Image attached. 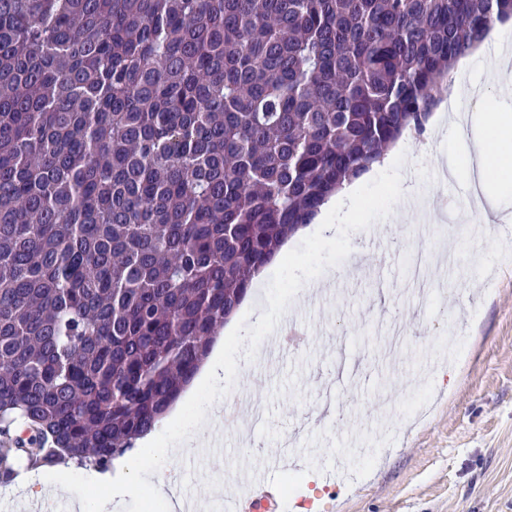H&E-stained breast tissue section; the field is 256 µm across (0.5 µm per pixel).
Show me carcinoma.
Listing matches in <instances>:
<instances>
[{
    "label": "carcinoma",
    "instance_id": "carcinoma-1",
    "mask_svg": "<svg viewBox=\"0 0 512 512\" xmlns=\"http://www.w3.org/2000/svg\"><path fill=\"white\" fill-rule=\"evenodd\" d=\"M512 0H0V486L155 431L251 280Z\"/></svg>",
    "mask_w": 512,
    "mask_h": 512
}]
</instances>
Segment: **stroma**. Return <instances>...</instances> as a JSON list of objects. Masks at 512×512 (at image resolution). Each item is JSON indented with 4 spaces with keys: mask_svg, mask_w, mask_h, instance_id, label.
<instances>
[{
    "mask_svg": "<svg viewBox=\"0 0 512 512\" xmlns=\"http://www.w3.org/2000/svg\"><path fill=\"white\" fill-rule=\"evenodd\" d=\"M413 191L390 216L351 234L349 265L327 269L326 293H298L283 316L287 343L264 368L240 361L230 398L265 399L256 424L220 449L198 443L169 460L179 492L204 495L214 471L262 465L269 450L298 458L267 481L299 512H512V223L458 221L466 175L441 179L455 160L452 138L405 147ZM416 250L433 264L434 294L409 287L404 263ZM344 482L322 471L332 457ZM65 495L0 488L19 512H91L104 497L86 475Z\"/></svg>",
    "mask_w": 512,
    "mask_h": 512,
    "instance_id": "35a3bbf8",
    "label": "stroma"
}]
</instances>
